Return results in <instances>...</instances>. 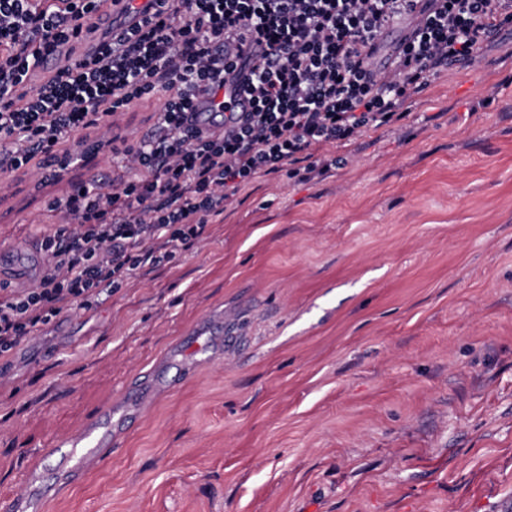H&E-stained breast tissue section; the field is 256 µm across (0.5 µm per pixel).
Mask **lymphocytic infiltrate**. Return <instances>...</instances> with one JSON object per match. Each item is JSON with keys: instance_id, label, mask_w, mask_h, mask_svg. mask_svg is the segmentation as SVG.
<instances>
[{"instance_id": "f902f5d3", "label": "lymphocytic infiltrate", "mask_w": 512, "mask_h": 512, "mask_svg": "<svg viewBox=\"0 0 512 512\" xmlns=\"http://www.w3.org/2000/svg\"><path fill=\"white\" fill-rule=\"evenodd\" d=\"M105 0H0V170L36 157L73 161L71 146L114 126L156 94L164 103L144 140L112 145L111 181L77 183L41 229L36 283L0 293V359L73 308L123 287L139 268L175 262L257 178L314 177L331 166L317 148L400 120L411 94L442 72L475 65L484 43L512 23V0H430L392 71L371 68V43L409 0H150L120 38L76 53ZM253 41L248 60L229 53ZM70 52L40 83L45 57ZM247 68L249 110L194 129L202 93Z\"/></svg>"}]
</instances>
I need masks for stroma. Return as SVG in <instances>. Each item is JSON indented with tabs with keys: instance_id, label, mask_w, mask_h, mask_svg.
Masks as SVG:
<instances>
[{
	"instance_id": "1",
	"label": "stroma",
	"mask_w": 512,
	"mask_h": 512,
	"mask_svg": "<svg viewBox=\"0 0 512 512\" xmlns=\"http://www.w3.org/2000/svg\"><path fill=\"white\" fill-rule=\"evenodd\" d=\"M323 152L340 166L257 179L178 261L14 349L0 498L179 340L192 375L35 512H512V30ZM34 180L0 173V249L63 220L66 183Z\"/></svg>"
}]
</instances>
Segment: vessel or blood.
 <instances>
[{
	"mask_svg": "<svg viewBox=\"0 0 512 512\" xmlns=\"http://www.w3.org/2000/svg\"><path fill=\"white\" fill-rule=\"evenodd\" d=\"M149 0H110L107 8L96 13L93 23L105 27L113 35H121L140 18L139 8ZM426 9L425 0H413L407 15L400 21L384 27L373 40V61L376 69L390 66L401 42L410 33L416 16ZM230 103L233 110L244 112L248 102L239 81H226L217 97L201 96L193 116L197 127L205 128L211 123V116L216 110V101ZM151 388L147 382L126 385L122 392L120 405L106 406L95 418L74 436L55 448L56 468L52 475L45 476L36 470H29L27 484L36 486L40 497L55 495L58 488L65 483L78 480L88 469L94 467L100 456L111 450L116 441V434L137 421L149 408Z\"/></svg>",
	"mask_w": 512,
	"mask_h": 512,
	"instance_id": "b4317fda",
	"label": "vessel or blood"
}]
</instances>
